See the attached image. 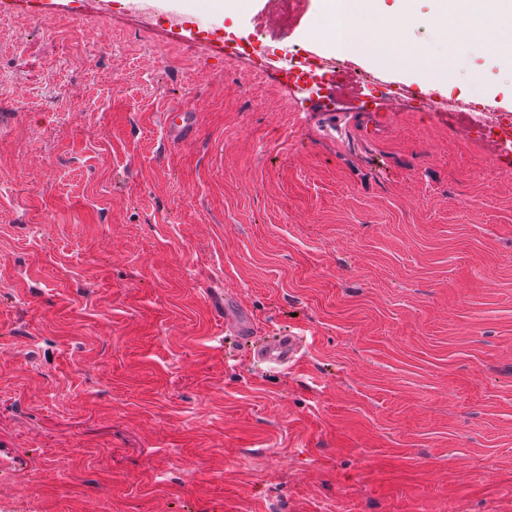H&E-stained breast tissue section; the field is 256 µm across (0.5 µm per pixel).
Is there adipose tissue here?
Instances as JSON below:
<instances>
[{"instance_id": "1", "label": "adipose tissue", "mask_w": 512, "mask_h": 512, "mask_svg": "<svg viewBox=\"0 0 512 512\" xmlns=\"http://www.w3.org/2000/svg\"><path fill=\"white\" fill-rule=\"evenodd\" d=\"M381 0H321V13L325 19L322 42L328 51L340 54L361 47L364 29L386 32L383 42L371 60L376 67L394 69L403 67L404 61L395 50L401 37V25L408 19H419L415 8L417 0H398L397 9L388 10ZM432 14L424 16L428 23L450 33L453 43L482 38V20L486 13L498 19V33L492 41L494 50L500 51L504 61L512 62V0H433Z\"/></svg>"}]
</instances>
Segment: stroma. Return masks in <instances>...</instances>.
Masks as SVG:
<instances>
[{
    "mask_svg": "<svg viewBox=\"0 0 512 512\" xmlns=\"http://www.w3.org/2000/svg\"><path fill=\"white\" fill-rule=\"evenodd\" d=\"M267 3L0 9V512H512V162L224 56L271 42ZM320 24L304 5L277 56ZM403 40L453 81H383L512 108L482 45ZM219 293L297 361L256 367ZM167 131L172 139L188 140L192 136L193 125L189 112L166 113Z\"/></svg>",
    "mask_w": 512,
    "mask_h": 512,
    "instance_id": "35a3bbf8",
    "label": "stroma"
}]
</instances>
